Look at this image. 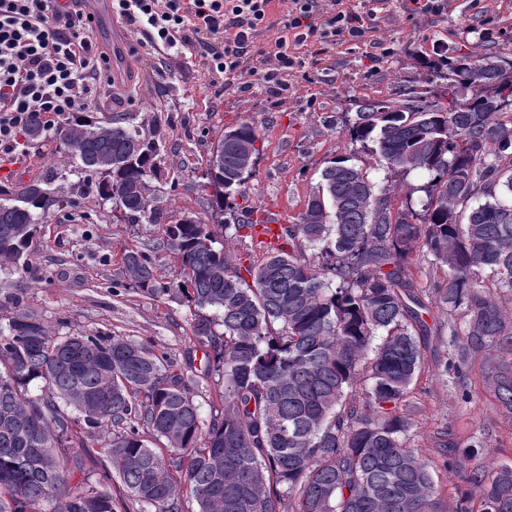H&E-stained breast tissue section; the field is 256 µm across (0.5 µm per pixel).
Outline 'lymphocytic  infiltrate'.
Returning <instances> with one entry per match:
<instances>
[{"label": "lymphocytic infiltrate", "mask_w": 512, "mask_h": 512, "mask_svg": "<svg viewBox=\"0 0 512 512\" xmlns=\"http://www.w3.org/2000/svg\"><path fill=\"white\" fill-rule=\"evenodd\" d=\"M271 0H112V11L143 45L170 47L194 37L212 71L261 73L266 82L295 67L287 39L253 47L250 31L269 20ZM92 20L61 0H0V153H13L31 118L54 128L87 111L109 69L86 37Z\"/></svg>", "instance_id": "lymphocytic-infiltrate-1"}]
</instances>
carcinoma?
Returning <instances> with one entry per match:
<instances>
[{
  "label": "carcinoma",
  "instance_id": "1",
  "mask_svg": "<svg viewBox=\"0 0 512 512\" xmlns=\"http://www.w3.org/2000/svg\"><path fill=\"white\" fill-rule=\"evenodd\" d=\"M417 63L468 94L444 104L405 86L363 100L349 134L388 171L429 175L421 211L394 208L398 188L377 187L342 156L280 242L244 269L224 242L255 228L235 209L253 173L246 160L260 154L256 126L224 129V164L203 173L201 190L215 188L207 215L176 218L155 184L157 131L79 116L48 130L30 120L25 135L52 132L59 159L48 176L0 183V288L17 298L38 225L74 192L112 202L116 220L166 225L162 245L180 279H156L149 248L126 250L122 273L144 294L193 307L195 338L211 349L200 374H222L224 412L204 421L196 374L142 342L58 336L30 313L1 314L0 512H114V478L140 512H187L186 492L198 512H437L431 460L405 440L421 337L432 334L410 261L419 253L441 274L433 293L453 346L462 359L488 354L483 386L512 416V318L498 302L512 292V48H443ZM73 162L81 179L66 186ZM33 381L42 394H29ZM87 433L109 462L97 477L77 452ZM147 433L164 446H149ZM435 448L448 466V428ZM463 481L479 491L480 510L465 488L456 512H512V465L474 467Z\"/></svg>",
  "mask_w": 512,
  "mask_h": 512
}]
</instances>
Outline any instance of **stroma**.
<instances>
[{"mask_svg":"<svg viewBox=\"0 0 512 512\" xmlns=\"http://www.w3.org/2000/svg\"><path fill=\"white\" fill-rule=\"evenodd\" d=\"M426 11L412 0H343L360 14L361 37L338 40L315 54L294 47L301 68L282 72L278 84L261 75L229 78L209 68L196 43L149 52L126 40L113 52L96 30L88 36L109 53L111 83L101 84L90 117L107 122L139 113L159 121L165 136L163 205L171 214L202 212V174L211 147L224 128L254 122L264 134L255 172L237 198L241 220L273 213L281 224L295 222L329 161L350 156L365 161L378 184L399 186L396 202L420 203L419 172L375 169L360 144L351 142L345 123L363 99L393 97L400 85L425 86L429 72L416 58L436 48L490 53L512 39V0H436ZM111 202L90 194L75 196L40 225L31 245L33 265L19 305L48 324L57 335L79 331L125 336L167 353L181 369H202L204 350L192 330L187 303L132 290L122 275L125 249L154 245L156 275L173 280L178 265L160 244V224H116ZM425 363L413 384L418 409L406 440L434 458L433 435L447 428L459 450L460 469L435 465L433 477L440 512H453L461 468L512 465V419L499 411L482 385L483 356L458 363L439 375L437 361L453 356L447 336L426 337Z\"/></svg>","mask_w":512,"mask_h":512,"instance_id":"obj_1","label":"stroma"}]
</instances>
